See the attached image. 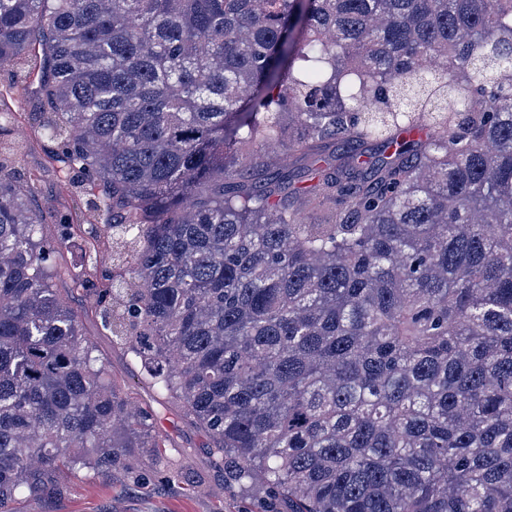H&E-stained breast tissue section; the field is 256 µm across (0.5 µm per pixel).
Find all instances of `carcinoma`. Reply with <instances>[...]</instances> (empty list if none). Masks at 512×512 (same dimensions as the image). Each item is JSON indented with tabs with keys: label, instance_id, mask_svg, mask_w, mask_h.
I'll list each match as a JSON object with an SVG mask.
<instances>
[{
	"label": "carcinoma",
	"instance_id": "cac0c4a2",
	"mask_svg": "<svg viewBox=\"0 0 512 512\" xmlns=\"http://www.w3.org/2000/svg\"><path fill=\"white\" fill-rule=\"evenodd\" d=\"M37 65L109 254L58 262L81 225L0 126V512L165 447L57 279L240 499L512 512V0H0V69Z\"/></svg>",
	"mask_w": 512,
	"mask_h": 512
}]
</instances>
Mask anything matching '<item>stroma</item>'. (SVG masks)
<instances>
[{
  "instance_id": "35a3bbf8",
  "label": "stroma",
  "mask_w": 512,
  "mask_h": 512,
  "mask_svg": "<svg viewBox=\"0 0 512 512\" xmlns=\"http://www.w3.org/2000/svg\"><path fill=\"white\" fill-rule=\"evenodd\" d=\"M43 79V73L37 72L26 83L16 85L8 73L0 72V97L10 102L15 113L13 135L27 143L19 168L34 180L32 208L46 220L67 213L79 224L84 204L67 192L63 171L48 156V136L36 122L38 112L46 106L37 92ZM59 288L81 316L85 336L112 377L124 386L128 397L157 413V429L168 440L162 450L164 459L183 472L184 479L172 482L149 470L133 478L116 468L99 474L90 486L74 479L42 498L20 499L13 512H239L241 503L225 490L224 470L215 465L205 433L143 379L139 364L120 342L102 335L89 299L70 289L68 282H60Z\"/></svg>"
}]
</instances>
